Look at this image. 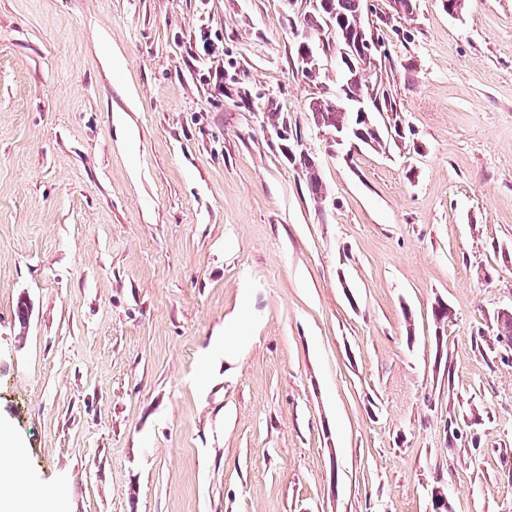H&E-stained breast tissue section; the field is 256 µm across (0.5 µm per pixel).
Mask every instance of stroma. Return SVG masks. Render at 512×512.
<instances>
[{
  "mask_svg": "<svg viewBox=\"0 0 512 512\" xmlns=\"http://www.w3.org/2000/svg\"><path fill=\"white\" fill-rule=\"evenodd\" d=\"M374 2L402 129L377 151L313 121L341 68L320 31L301 73L308 0H0L20 494L431 512L439 488L512 512V0Z\"/></svg>",
  "mask_w": 512,
  "mask_h": 512,
  "instance_id": "1",
  "label": "stroma"
}]
</instances>
